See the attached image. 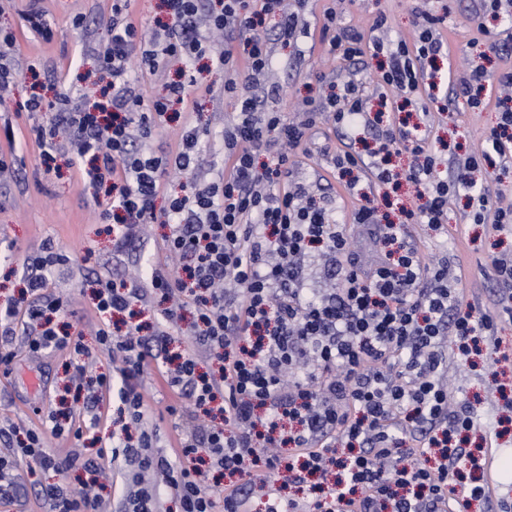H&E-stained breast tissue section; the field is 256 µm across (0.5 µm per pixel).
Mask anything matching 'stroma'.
Returning <instances> with one entry per match:
<instances>
[{"instance_id": "obj_1", "label": "stroma", "mask_w": 512, "mask_h": 512, "mask_svg": "<svg viewBox=\"0 0 512 512\" xmlns=\"http://www.w3.org/2000/svg\"><path fill=\"white\" fill-rule=\"evenodd\" d=\"M40 5L54 32L48 43L30 30L23 17L30 0H0V29L15 34L20 65L36 69L35 74H23L10 96L0 101V124L10 123L15 132L14 142L0 138V152L17 156L15 175L0 176V304L21 287L19 268L32 263L43 245H52L68 255L70 264L62 266L49 280L46 291L65 303L64 311L58 314L60 322L69 325L71 334H82L84 343L97 352L96 363L86 376L87 382L93 384L99 375L112 373V361L100 352L95 336L100 323L93 307L95 279L105 275L117 281L126 280L144 275L149 266L167 265L164 236L169 227L159 222L147 225L142 230L144 240L140 247L124 261L113 262L112 207L106 192L85 187L64 154L57 157L56 173H44L31 132L42 117L18 110L17 103L34 90L45 100H52L56 82L61 78L73 86L78 96L89 100L98 96V86L81 79L82 74L95 67L85 46L108 38L112 0H41ZM424 6L437 12L447 11L448 27L444 34L452 60L425 69L418 110L413 117L420 120L437 158V175L445 178L452 173L450 155L479 149L495 126L497 114L492 102L499 94L497 86L486 85L484 96L489 107L470 108L465 100L448 95V65L478 59L476 50L469 46L478 27L488 28L500 42L512 43V19H496L488 14L474 16L471 0H425ZM329 8L335 10L343 24L364 30L369 28L374 15L385 14L388 36L392 39H407L412 33L414 16L410 0H308L307 36L300 38L298 47L279 44L274 49L272 79L281 84L282 92L267 107L279 111L283 118H291L298 103L314 96L320 74L342 73L348 67L341 57L328 54L321 41L320 28ZM79 14L87 17L88 31L74 29L73 19ZM481 62L490 74L499 66L498 59L491 54ZM190 70L195 82L186 89L181 112L173 121L160 124L150 146L159 154L175 150L183 126L189 124L210 128L211 133L202 141L199 165L194 171L163 178V189L156 200L160 208L166 206L169 196L189 192L197 181L210 178L224 164L220 131L235 110L233 99L224 95L225 74L203 61L191 65ZM375 136L372 129L340 130L326 121H318L307 152L296 156L299 171L310 181L328 176L330 156L336 149L362 154L373 144ZM467 214L465 198L454 199L448 204L447 222L440 230L414 224L410 231L427 260L446 258L459 267L458 287L465 301L483 309L499 297L500 285L493 263L499 255L512 252V230L497 231L487 224L470 223ZM496 326L498 345L484 347L474 361L453 354L448 357V380L457 399L470 403L477 414L486 447L497 452L501 479L499 490L490 500L471 502L465 512H500L501 503H512V432L503 431L500 419L507 411L496 391L501 383L512 384V317L500 315ZM15 352L9 376L0 379V428L48 430V415L64 393L69 356L62 352L32 355L20 343L16 344ZM142 386L149 426L157 430L161 448L175 450L183 425L170 415L169 409L179 406V398L171 393L152 365L144 371ZM116 408L111 397H104L98 409V428L84 431L78 439L70 435L49 440L54 452L65 453L79 447L87 454L101 453V463L111 472L112 480L104 484L100 493L114 503L118 502L124 484L119 464L109 454ZM14 474L18 492L12 500L0 501V512H46L39 485L62 479L75 485L80 482L75 472L63 478L52 472L33 478L27 462L20 459L14 463Z\"/></svg>"}]
</instances>
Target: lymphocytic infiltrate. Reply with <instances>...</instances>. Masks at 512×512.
Here are the masks:
<instances>
[{
  "label": "lymphocytic infiltrate",
  "mask_w": 512,
  "mask_h": 512,
  "mask_svg": "<svg viewBox=\"0 0 512 512\" xmlns=\"http://www.w3.org/2000/svg\"><path fill=\"white\" fill-rule=\"evenodd\" d=\"M169 20L151 34L129 22V0H112L111 36L91 46L96 73L108 82L92 104L77 103L66 84L53 100L31 94L21 110L47 118L33 128L40 163L53 171L58 154L69 156L85 185L112 197L113 253L135 248L142 225L156 219L155 200L165 175L198 162L200 127L184 126L175 152L159 155L149 143L174 105L184 100L194 77L181 73L165 84L151 106L134 87L132 68L156 73L165 60L209 59L224 69L225 97L236 111L223 131L226 167L208 183L169 197L170 233L165 249L174 269L152 268L149 277L117 283L98 280L96 310L103 321L98 342L112 358V377L100 390L118 402L121 435L112 444L131 483L119 512H163L173 496L179 512H250L262 493L265 512H442L448 497L462 492L487 499L486 485L470 478L473 449L450 447L452 436H468L477 422L469 406L448 408V352L469 356L480 343L496 344L492 315L476 314L456 292L447 261H425L412 244L409 225L441 228L451 197L466 196L471 223L495 230L512 225V206L477 185L475 172L496 175L512 160V106L498 100V122L481 151L455 159L452 177L436 174V159L418 127L400 124L384 133L377 152H336L333 177L356 194L358 175L377 172L379 189L392 176L380 154H407L405 175L420 203L402 208L404 223L381 222L375 207L362 204L351 220L375 248L369 264L359 262L337 206L298 177L290 163L318 119L339 128L375 127L364 93L362 62L382 56L377 90L411 104L426 64L448 55L447 18L415 8L412 40H391L385 15L369 30L342 25L327 12L323 43L349 63L347 75H320L328 93L304 100L300 120L284 121L266 110L279 87L267 79L273 44L293 45L308 29L306 0H165ZM278 19L275 36L264 31L266 16ZM277 146L274 161L259 163L262 148ZM318 257L337 279L336 288L307 287L306 258ZM67 256L43 246L21 277L26 287L0 306V364L11 365L13 343L23 336L28 351L72 350L86 357L82 336L59 332L52 316L61 298L46 296L50 276ZM162 298L163 325L112 332L108 320L132 304ZM23 329H16L18 314ZM188 336L191 353L170 350L173 335ZM212 366L201 371L199 354ZM155 364L168 387L188 400L182 416L192 424L175 454L157 446L144 421L141 377ZM43 433L0 429V442L28 460L34 470L62 475L87 473L79 486L51 484L41 494L50 512H108L92 488L107 473L82 452H49L48 435L81 437L82 427L50 415ZM231 475L233 483L219 485ZM307 487L304 500L284 497L282 487ZM223 500H216V492Z\"/></svg>",
  "instance_id": "f902f5d3"
}]
</instances>
